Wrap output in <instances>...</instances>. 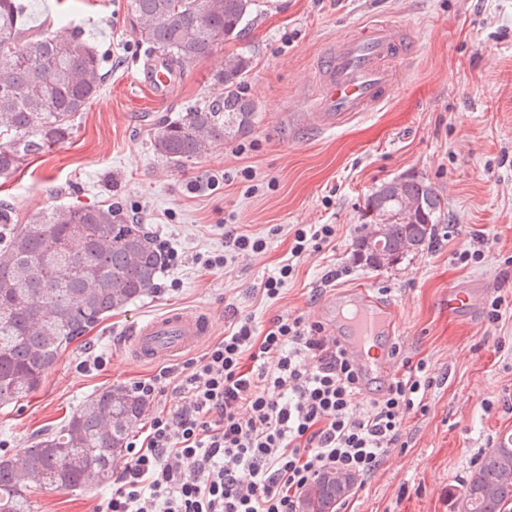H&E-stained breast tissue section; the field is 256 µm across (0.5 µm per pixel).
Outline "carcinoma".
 <instances>
[{
	"label": "carcinoma",
	"mask_w": 512,
	"mask_h": 512,
	"mask_svg": "<svg viewBox=\"0 0 512 512\" xmlns=\"http://www.w3.org/2000/svg\"><path fill=\"white\" fill-rule=\"evenodd\" d=\"M256 0H130L127 21L171 74L241 39ZM252 59L224 58L214 84L224 97L188 106L153 136L154 152L171 163L198 157L215 143L248 134L257 118L246 92ZM102 59L78 30L33 34L17 0H0V175L19 169L72 132V118L100 94ZM356 237L369 268L394 265L436 239L446 221L437 188L404 176L364 199ZM387 229L384 258L366 248L369 229ZM165 255L142 225L118 208L73 205L46 211L26 224L0 205V406L27 398L63 347L87 329L155 289ZM145 405L115 388L86 398L59 431L38 436L21 463L0 459V512H32L31 490L16 481L23 468L35 486L100 487L112 478L127 425ZM336 483L319 477L307 487L301 512H336ZM459 497L469 512H505L512 504V447L484 453Z\"/></svg>",
	"instance_id": "cac0c4a2"
}]
</instances>
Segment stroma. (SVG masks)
I'll return each instance as SVG.
<instances>
[{
    "label": "stroma",
    "instance_id": "1",
    "mask_svg": "<svg viewBox=\"0 0 512 512\" xmlns=\"http://www.w3.org/2000/svg\"><path fill=\"white\" fill-rule=\"evenodd\" d=\"M21 3L26 26L81 30L104 58V83L68 139L0 175V201L22 224L74 203L112 205L183 261L160 272L152 294L68 345L27 399L0 407L9 457L19 459L35 435L58 429L87 396L157 372L127 353L135 324L200 310L211 345L233 311L251 316L260 331L286 314L316 322L329 293L365 286L395 307L401 353L423 361L433 385L425 412L407 419L401 447L358 480L337 512H456L480 455L512 430V0H257L241 40L190 63L161 97L142 81L148 55L127 24L129 0ZM382 22L405 27L417 47L397 65L390 99L326 133L300 128L295 115L316 86L319 54ZM243 49L253 61L251 132L181 165L159 157L155 131L184 107L219 96L214 73ZM412 173L434 183L448 205L436 242L397 266L360 264L353 250L365 196ZM299 224L335 225L336 237L293 257ZM229 231L265 237L267 247L226 268H204L202 257L223 252ZM475 236L485 240L482 258L461 262L464 242ZM286 263L292 277L267 298L262 282ZM481 282L489 288L476 309L450 315L449 287ZM497 296L502 318L494 322L488 312ZM90 350L106 354L107 366L78 370ZM109 492L37 488L34 512H94Z\"/></svg>",
    "mask_w": 512,
    "mask_h": 512
}]
</instances>
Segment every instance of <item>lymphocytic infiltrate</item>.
<instances>
[{
    "label": "lymphocytic infiltrate",
    "mask_w": 512,
    "mask_h": 512,
    "mask_svg": "<svg viewBox=\"0 0 512 512\" xmlns=\"http://www.w3.org/2000/svg\"><path fill=\"white\" fill-rule=\"evenodd\" d=\"M170 381L177 403L129 442L97 512H298L324 471L374 475L432 385L420 362L365 397L344 348L290 314L261 333L237 318L183 371L161 368L135 389L155 403Z\"/></svg>",
    "instance_id": "1"
}]
</instances>
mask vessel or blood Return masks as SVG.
Returning <instances> with one entry per match:
<instances>
[{"label": "vessel or blood", "instance_id": "vessel-or-blood-1", "mask_svg": "<svg viewBox=\"0 0 512 512\" xmlns=\"http://www.w3.org/2000/svg\"><path fill=\"white\" fill-rule=\"evenodd\" d=\"M414 44L401 38L398 26L382 24L365 36L340 40L322 62L323 77L300 115L303 126L314 130L338 128L388 99L395 84L392 61L408 60ZM480 293L451 287L448 310L464 314L476 307ZM323 314L332 318L330 335L347 350L369 377H387L393 360L389 351L368 357L367 347L395 332L397 313L377 300L369 288L358 287L327 299ZM208 331L199 312L173 311L142 323L131 337L128 351L145 362H156L196 347Z\"/></svg>", "mask_w": 512, "mask_h": 512}]
</instances>
